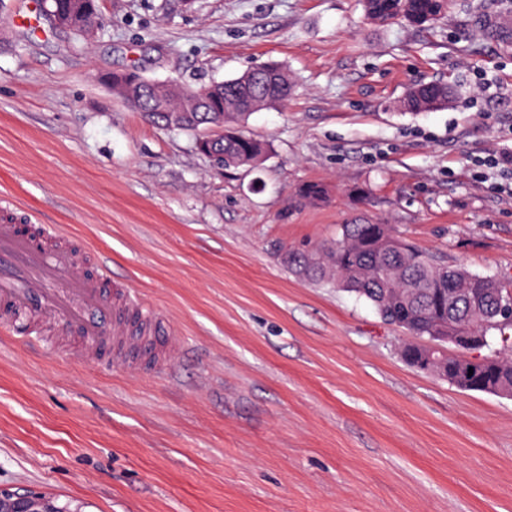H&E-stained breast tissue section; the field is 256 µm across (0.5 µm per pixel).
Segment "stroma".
I'll use <instances>...</instances> for the list:
<instances>
[{
    "label": "stroma",
    "instance_id": "obj_1",
    "mask_svg": "<svg viewBox=\"0 0 512 512\" xmlns=\"http://www.w3.org/2000/svg\"><path fill=\"white\" fill-rule=\"evenodd\" d=\"M0 12V195L127 281L177 350L99 367L58 330L0 337V488L70 512H512V399L462 392L400 357L354 295L299 280L284 250L355 219L435 259L512 279V0H452L416 28L360 0H98L82 41ZM276 62L286 110L253 113L257 167L219 169L101 82L137 66L191 88ZM456 86L408 112L421 82ZM319 182L329 200L295 195Z\"/></svg>",
    "mask_w": 512,
    "mask_h": 512
}]
</instances>
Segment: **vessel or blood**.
Returning a JSON list of instances; mask_svg holds the SVG:
<instances>
[{"mask_svg":"<svg viewBox=\"0 0 512 512\" xmlns=\"http://www.w3.org/2000/svg\"><path fill=\"white\" fill-rule=\"evenodd\" d=\"M58 225L32 235L15 224H0V329L15 340L41 342L48 326H74L85 359L110 352L125 365L129 352L146 350L156 365L155 328L149 309L133 289L107 271H85L86 255L65 243Z\"/></svg>","mask_w":512,"mask_h":512,"instance_id":"b4317fda","label":"vessel or blood"}]
</instances>
